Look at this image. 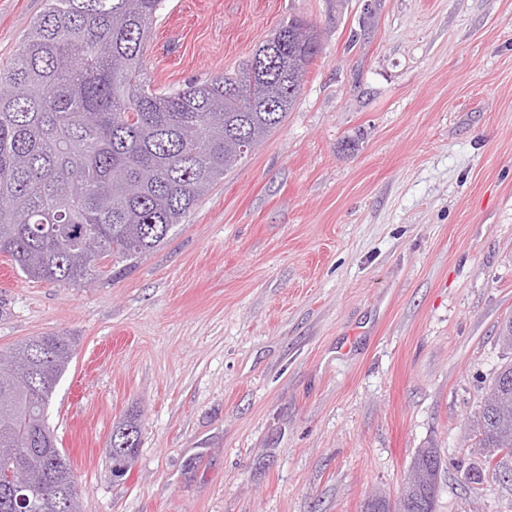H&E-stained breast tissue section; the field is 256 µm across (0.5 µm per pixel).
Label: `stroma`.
<instances>
[{
    "instance_id": "obj_1",
    "label": "stroma",
    "mask_w": 512,
    "mask_h": 512,
    "mask_svg": "<svg viewBox=\"0 0 512 512\" xmlns=\"http://www.w3.org/2000/svg\"><path fill=\"white\" fill-rule=\"evenodd\" d=\"M44 3L0 0V66ZM291 15L322 50L281 126L118 281L0 255V348L75 338L46 421L87 512H364L430 445L437 512H512L458 467L512 363V0H164L147 80L237 72ZM112 448H126L122 457L118 458L112 454ZM140 448V418L137 411L128 412L123 419L119 420L116 426L112 427L110 438L109 458L111 469L114 471L117 465L121 466L123 472L127 470L130 463L135 459ZM122 471H114V477H122Z\"/></svg>"
}]
</instances>
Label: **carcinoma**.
Instances as JSON below:
<instances>
[{
	"label": "carcinoma",
	"instance_id": "carcinoma-1",
	"mask_svg": "<svg viewBox=\"0 0 512 512\" xmlns=\"http://www.w3.org/2000/svg\"><path fill=\"white\" fill-rule=\"evenodd\" d=\"M162 0H46L10 65L0 70V254L30 279L81 288L114 280L160 248L198 199L274 132L294 106L318 51L282 20L234 75L158 93L142 77L145 41ZM74 353L47 334L0 350V457L32 481L24 512H81L66 452L45 409ZM476 448L512 455V387L472 424ZM111 468L140 448L131 411L112 427ZM443 469L435 448L413 457L396 502L366 512H407Z\"/></svg>",
	"mask_w": 512,
	"mask_h": 512
}]
</instances>
